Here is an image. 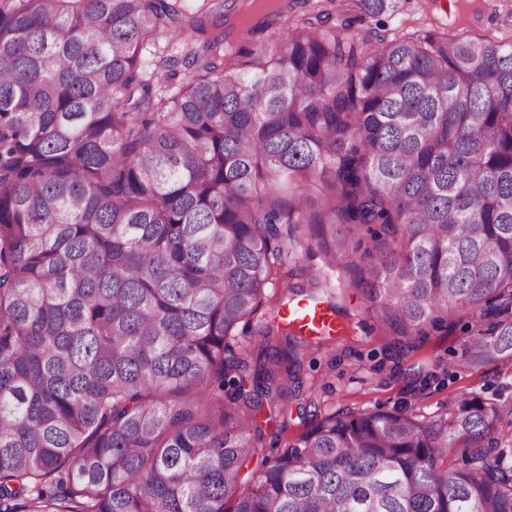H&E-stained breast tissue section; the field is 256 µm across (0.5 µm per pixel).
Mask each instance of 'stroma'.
Segmentation results:
<instances>
[{
	"label": "stroma",
	"instance_id": "obj_1",
	"mask_svg": "<svg viewBox=\"0 0 512 512\" xmlns=\"http://www.w3.org/2000/svg\"><path fill=\"white\" fill-rule=\"evenodd\" d=\"M473 33L501 38L512 33V0H488ZM340 335L310 347L303 356L302 394L288 398L289 440L310 428L316 416L349 411H390L405 407L424 416L445 412L470 392L491 402H512V365L463 367L461 352L478 315L459 313L447 324L427 326L415 346L402 348L392 331L382 330L375 304L366 292L348 287V274L337 276Z\"/></svg>",
	"mask_w": 512,
	"mask_h": 512
}]
</instances>
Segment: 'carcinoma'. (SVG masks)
<instances>
[{
	"label": "carcinoma",
	"mask_w": 512,
	"mask_h": 512,
	"mask_svg": "<svg viewBox=\"0 0 512 512\" xmlns=\"http://www.w3.org/2000/svg\"><path fill=\"white\" fill-rule=\"evenodd\" d=\"M0 0V512H512L497 437L512 404L471 393L434 419L284 416L301 350L268 311L360 268L396 334L461 311L462 366L512 359V36L356 23L396 0ZM169 28L179 59L142 70ZM320 191L317 208L305 196ZM258 324L259 353L235 347ZM458 449L463 466L450 468ZM253 455L261 465L242 470Z\"/></svg>",
	"instance_id": "cac0c4a2"
}]
</instances>
